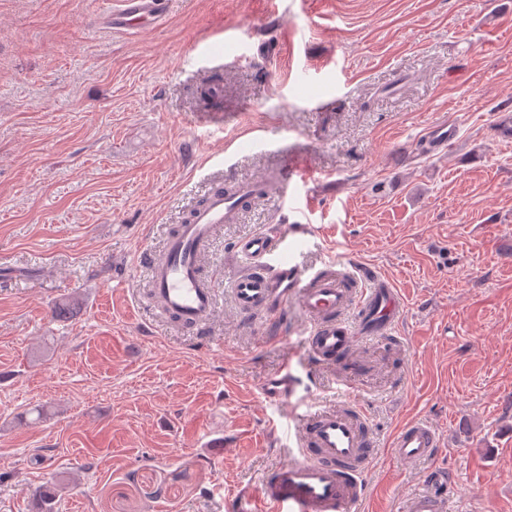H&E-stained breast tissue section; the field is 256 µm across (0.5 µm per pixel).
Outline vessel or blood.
<instances>
[{
    "label": "vessel or blood",
    "instance_id": "b4317fda",
    "mask_svg": "<svg viewBox=\"0 0 512 512\" xmlns=\"http://www.w3.org/2000/svg\"><path fill=\"white\" fill-rule=\"evenodd\" d=\"M166 19L160 0H115L93 21L114 31H132L161 26ZM309 179L301 165L289 162L276 180H248L233 195L212 189L168 237L163 257L142 258L151 299L160 313L188 327L207 324L218 296L201 258L216 227L235 220L252 200L270 196L274 186ZM306 230L303 224H281L237 241L235 252L243 264L230 281L237 310L244 316L263 315L265 333L273 336L289 305H296L309 318L307 350L312 360L346 368L351 377L368 372L357 351L366 337L393 338L404 299L372 267L341 273L329 267L307 269L293 255L273 251V240H291ZM294 389L293 375L284 370L266 384L264 396L278 402ZM296 445V459L261 481L257 499L263 512H349L363 500V475L376 448L368 415L359 404L342 399L311 411ZM390 448L396 461L411 463L437 454L439 434L430 422L411 420L398 429ZM454 487L453 476L431 472L406 495L404 512H450Z\"/></svg>",
    "mask_w": 512,
    "mask_h": 512
}]
</instances>
